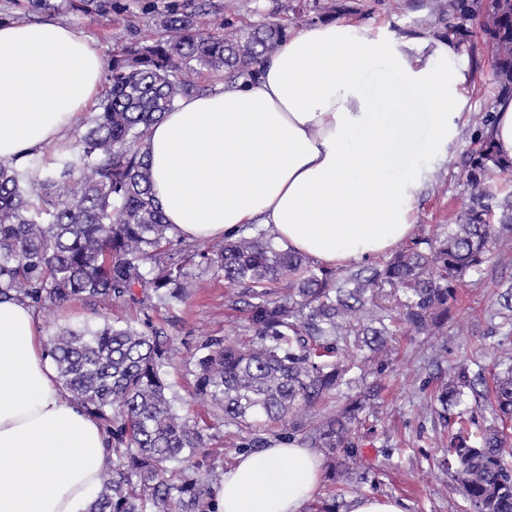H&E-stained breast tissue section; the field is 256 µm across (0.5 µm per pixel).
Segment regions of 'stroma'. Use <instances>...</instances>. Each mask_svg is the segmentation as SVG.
<instances>
[{"mask_svg": "<svg viewBox=\"0 0 512 512\" xmlns=\"http://www.w3.org/2000/svg\"><path fill=\"white\" fill-rule=\"evenodd\" d=\"M181 0H113L111 21L92 22L62 11L56 21L70 25L78 34L92 38L103 55L127 38L153 35L154 18ZM357 4L350 15L355 26L371 29L397 43L420 50L436 66L465 70L470 78L467 102L458 135L443 161L420 158V165L435 168L430 188L417 203L415 227L425 232L439 231L450 211L465 201L459 178V162L469 142L464 132L476 125L497 95L493 66L482 49L477 24L458 47L455 57L439 56L435 33L440 26L432 12L433 0H342ZM204 286L180 304L167 305L151 298L150 311L127 302L73 300L49 315H40L45 335L60 329L87 324L143 322L151 318L170 338L173 363L166 379L176 395V411L191 419H206V447L218 470H227L241 454L242 439L235 428L225 427L221 412L197 402L194 395V358L198 347L210 339L236 341L244 315L227 302L223 276L206 274ZM512 282V252L493 256L482 279L463 284L452 310L453 317L442 334L419 336L401 332L389 344L383 364H367L353 370V382L340 392L325 397L315 413L329 415L356 398L365 387L376 386L378 395L359 414L352 426L351 440L357 450L358 481L322 478L318 500H337L340 512H350L353 501L366 495L402 500L405 512H465L467 503L456 483L442 468L443 446L448 431L436 418L432 405L439 389L448 382L453 368L466 365L471 371L492 373L495 353L512 349V324L498 316L501 286Z\"/></svg>", "mask_w": 512, "mask_h": 512, "instance_id": "stroma-1", "label": "stroma"}]
</instances>
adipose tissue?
<instances>
[{
	"instance_id": "adipose-tissue-1",
	"label": "adipose tissue",
	"mask_w": 512,
	"mask_h": 512,
	"mask_svg": "<svg viewBox=\"0 0 512 512\" xmlns=\"http://www.w3.org/2000/svg\"><path fill=\"white\" fill-rule=\"evenodd\" d=\"M105 66L68 25L1 23L0 159H52L98 100ZM467 82L344 22L305 25L254 77L183 98L151 127L153 194L190 241L259 224L327 267L382 257L413 233L431 170L411 159L447 154ZM110 462L106 432L60 385L33 308L0 299V512H87ZM320 481L314 449L276 440L236 458L216 508L302 512Z\"/></svg>"
}]
</instances>
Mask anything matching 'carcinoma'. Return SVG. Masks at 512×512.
<instances>
[{"label":"carcinoma","mask_w":512,"mask_h":512,"mask_svg":"<svg viewBox=\"0 0 512 512\" xmlns=\"http://www.w3.org/2000/svg\"><path fill=\"white\" fill-rule=\"evenodd\" d=\"M39 18L61 9L108 21L112 0H10ZM197 6L172 7L151 39L130 38L107 60V85L84 132L51 169L32 158L21 168L0 160V298L27 302L40 313L78 296L119 301L133 288H152L170 303L197 287L173 253L175 227L152 194L143 142L149 128L185 97L203 95L215 76L253 75L298 20H321L339 9L325 0L281 4L272 19L246 21L233 0L224 25L203 29ZM434 10L457 20L439 34L460 43L462 23L475 20L493 61L498 94L512 99V0H445ZM496 106L469 133L460 176L468 203L448 231L416 234L375 265L328 268L284 248L269 230L251 227L221 244L179 240L203 270H219L229 297L246 313L244 346L212 340L195 361L196 394L222 412L224 426L245 434V447L264 448L259 420L295 418L350 383L351 349L387 352L396 329L429 335L448 322L458 287L484 274L491 256L512 249V159L500 156L490 129ZM391 292L384 293V288ZM48 355L70 397L104 427L116 455L95 490L89 512H216L205 483L222 473L207 462L198 424L176 413L164 368L169 339L150 321L63 329L48 338ZM493 386L467 368L453 371L435 409L458 429L448 434V473L469 512H512V465L503 458L512 421V350L498 356ZM491 407L490 425L468 428L464 397ZM356 399L323 417L303 442L329 451L328 476L351 474L356 452L351 425L366 401ZM456 413H451V410Z\"/></svg>","instance_id":"1"}]
</instances>
